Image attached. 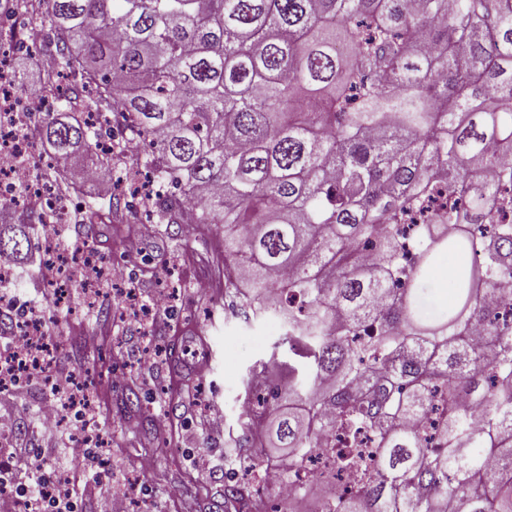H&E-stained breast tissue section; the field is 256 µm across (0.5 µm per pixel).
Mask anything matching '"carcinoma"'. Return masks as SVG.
<instances>
[{
  "label": "carcinoma",
  "instance_id": "carcinoma-1",
  "mask_svg": "<svg viewBox=\"0 0 512 512\" xmlns=\"http://www.w3.org/2000/svg\"><path fill=\"white\" fill-rule=\"evenodd\" d=\"M49 28L53 171L147 168L160 224L224 225L245 314L287 325L288 389L229 462L278 463L291 512H512V0H28ZM133 204L112 193L109 213ZM453 232H448V225ZM0 219V255L32 247ZM454 300L426 302L435 258ZM324 433L341 447L301 473ZM344 476L350 488L336 490ZM224 512H266L247 485Z\"/></svg>",
  "mask_w": 512,
  "mask_h": 512
}]
</instances>
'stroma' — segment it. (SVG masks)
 Listing matches in <instances>:
<instances>
[{"instance_id":"stroma-1","label":"stroma","mask_w":512,"mask_h":512,"mask_svg":"<svg viewBox=\"0 0 512 512\" xmlns=\"http://www.w3.org/2000/svg\"><path fill=\"white\" fill-rule=\"evenodd\" d=\"M7 30L24 44L12 57L13 73L25 77L20 106L28 125L40 123L51 100L40 83L39 72L29 60V47L46 43L42 32L32 30L24 9H13ZM79 190L67 196L66 221L60 227V247L92 250L99 265L112 267V282H99L95 306L87 308L80 284L81 270L71 274L68 307L56 314L52 338L54 361L85 371L102 370L103 376L89 388L91 415L106 428L105 449H91L76 464L55 465L52 456L35 459L40 471L68 476L79 512H96L99 494L125 490L136 481L142 512H224V448L228 434L236 430L241 383L247 368L268 360L285 328L273 316L245 317L224 293V228L219 224L197 226L192 235L166 236L160 224H143L137 254L127 252L125 228L130 217L83 223L85 204L98 194V183L83 179ZM33 247L14 267L0 296L12 312H47L46 296L52 286L46 276L48 255L41 224L31 230ZM133 288L141 300L168 297L170 308L153 331L157 354L144 350L141 322L124 316L117 295ZM96 335L94 353H85V336ZM180 345L183 367L174 366L169 348ZM126 367L133 379H113L111 371ZM19 407L23 419L9 434L10 443H36L39 409L55 401L43 375L28 379L21 389ZM219 417L221 428L205 427L206 417ZM214 461L201 473L194 466L198 453Z\"/></svg>"}]
</instances>
